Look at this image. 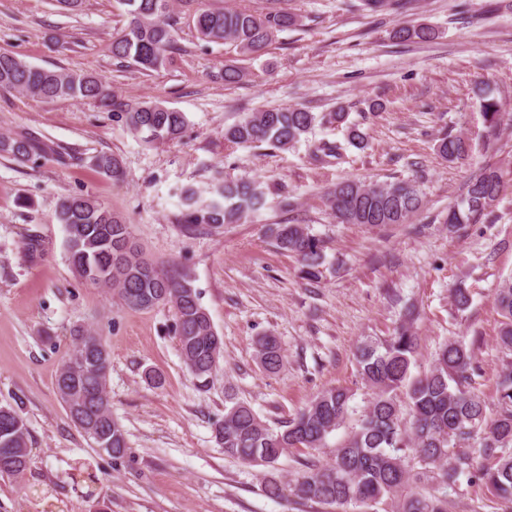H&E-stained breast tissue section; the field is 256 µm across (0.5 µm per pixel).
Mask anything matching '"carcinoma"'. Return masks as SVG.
Segmentation results:
<instances>
[{"label": "carcinoma", "instance_id": "cac0c4a2", "mask_svg": "<svg viewBox=\"0 0 512 512\" xmlns=\"http://www.w3.org/2000/svg\"><path fill=\"white\" fill-rule=\"evenodd\" d=\"M262 12L247 8H198L193 14L197 38L205 43L234 44L251 59L268 53L276 35L295 28L298 16L285 3L266 0ZM129 16L127 30L112 41V56L130 60L142 71H156L171 63L178 51L176 18L171 0H121ZM434 30L428 26L399 24L393 38L400 42L428 41ZM0 89L21 92L33 99L54 101L80 98L112 106L118 118L144 143L160 144L177 138L184 130V113L157 101L129 104L108 91L105 81L92 74L64 69H46L0 52ZM475 97L485 123L500 127L503 109L499 99L481 86ZM350 113L339 107L315 113L299 107L271 108L253 112L224 129V141L236 146L266 143L287 149L306 138L318 125H336L345 130L344 141L320 142L314 157H344L349 147L364 148L365 138ZM450 163L466 161L472 151L469 140L445 133L436 146ZM44 151L41 142L23 136L0 137V153L24 164ZM97 171L118 178L120 160L110 154L93 158ZM502 182L499 170L484 167L466 186L459 201L448 206L444 223L493 224V210ZM203 199L193 188L181 193L180 224L187 231L234 224L247 213L266 205L267 191L261 183L224 178ZM332 215L341 224L377 227L405 224L424 205L418 178L392 182L363 183L346 179L328 192ZM59 223L66 230V249L71 265L86 282L115 292L121 304L137 310L169 305L174 310L176 335L189 371L205 382L223 356L224 341L214 329L200 302L191 273L167 270L144 257L132 240L130 225L108 207L85 195L61 200ZM273 243L295 255L307 280L319 276L323 246L303 224L269 227ZM493 299L501 316L497 344L508 358L498 375L494 395L486 397L476 387L480 375L473 349L459 340L443 343L432 365L418 373L417 336L403 323L384 342L366 340L356 348L358 374L370 390L368 404L332 450L325 466L314 463L295 483L283 482L277 463L289 449L318 450L328 437L345 426L353 393L344 387L318 392L296 415L274 429L233 394L225 393L224 419L214 425V437L224 455L264 467V487L273 498L294 495L325 506L354 505L358 512H448V498L432 493L437 485L455 489L461 483H479L512 510V275L494 289ZM80 354L59 378L67 380L61 400L73 421L94 443L114 459L124 457L127 441L108 407L107 374L110 360L98 363L97 350L87 347L83 334L75 336L70 354ZM255 356L268 371L284 361L280 342L261 337ZM28 463V430L18 409L0 408V476L19 477Z\"/></svg>", "mask_w": 512, "mask_h": 512}]
</instances>
